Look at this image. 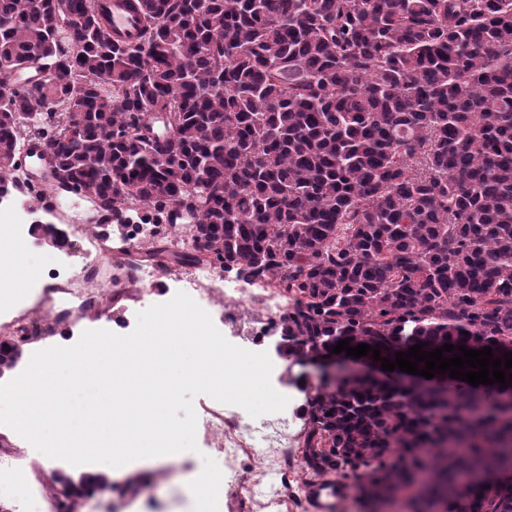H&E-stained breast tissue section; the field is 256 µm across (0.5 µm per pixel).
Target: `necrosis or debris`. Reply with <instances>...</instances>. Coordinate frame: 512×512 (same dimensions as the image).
<instances>
[{
  "mask_svg": "<svg viewBox=\"0 0 512 512\" xmlns=\"http://www.w3.org/2000/svg\"><path fill=\"white\" fill-rule=\"evenodd\" d=\"M44 283L51 290L50 302L29 307L0 322V332L23 336L35 324L60 323L78 310L81 317H91L98 293L107 287L103 280L75 282L62 270L58 257L45 258ZM182 290L193 299L207 301L223 309L227 322L247 327L253 345H261L266 335L277 328L286 308L284 299L273 289L250 285L236 279H222L211 268L197 266L179 278ZM246 295L249 305H235L237 295ZM205 430L211 446L210 456L219 466L234 467L249 459L253 467L242 484L241 500L255 504L264 496L268 506L296 512L308 486L318 483V476L297 469L301 453L297 435L286 417H279L254 427L239 416H225L216 409ZM46 495L43 491H25L23 476L11 464L0 463V512H34Z\"/></svg>",
  "mask_w": 512,
  "mask_h": 512,
  "instance_id": "4bbe7bcc",
  "label": "necrosis or debris"
}]
</instances>
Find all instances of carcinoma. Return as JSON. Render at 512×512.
I'll return each instance as SVG.
<instances>
[{"mask_svg":"<svg viewBox=\"0 0 512 512\" xmlns=\"http://www.w3.org/2000/svg\"><path fill=\"white\" fill-rule=\"evenodd\" d=\"M69 5L0 0V166L41 141L116 240L155 227L145 260L276 289L289 353L512 352V0H130L134 41ZM440 377L324 380L306 469L369 512H512V399Z\"/></svg>","mask_w":512,"mask_h":512,"instance_id":"1","label":"carcinoma"}]
</instances>
